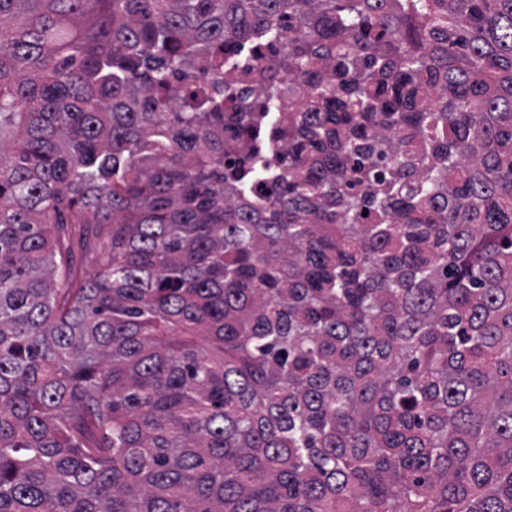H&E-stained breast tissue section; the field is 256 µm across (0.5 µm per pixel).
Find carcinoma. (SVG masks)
<instances>
[{"mask_svg": "<svg viewBox=\"0 0 512 512\" xmlns=\"http://www.w3.org/2000/svg\"><path fill=\"white\" fill-rule=\"evenodd\" d=\"M397 2L0 0V512H512V0ZM276 34L273 35L272 32ZM288 31L279 30L278 26L265 29H257L251 34L249 41L233 42L229 47L234 51L232 55V69L224 72V85L231 86L236 91L240 89L251 94V101L254 109L262 113L269 121L268 150L270 144L276 149H282L286 143L280 138L282 131H285L292 124L296 112H303L299 107L291 111L280 109L278 112H263L268 108L265 94L259 89L261 72L266 67L277 61L288 52Z\"/></svg>", "mask_w": 512, "mask_h": 512, "instance_id": "1", "label": "carcinoma"}]
</instances>
